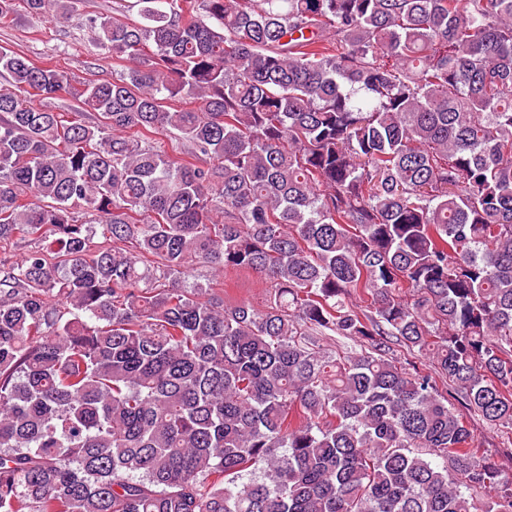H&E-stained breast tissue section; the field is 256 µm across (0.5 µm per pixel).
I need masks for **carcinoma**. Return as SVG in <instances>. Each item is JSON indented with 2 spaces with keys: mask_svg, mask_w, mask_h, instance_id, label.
<instances>
[{
  "mask_svg": "<svg viewBox=\"0 0 512 512\" xmlns=\"http://www.w3.org/2000/svg\"><path fill=\"white\" fill-rule=\"evenodd\" d=\"M127 9L0 47V512H512V0ZM123 0H74L64 23H55L19 11L13 20L0 22V46L24 52L38 65L50 63L76 80L119 79L123 66L112 53L96 45L86 19L120 14ZM225 282L220 297L225 302L248 301L257 307L265 303L266 291L263 284L252 273H230L226 277H220ZM468 422L474 431L477 457L494 463L505 476H512V435L488 427L476 416H468Z\"/></svg>",
  "mask_w": 512,
  "mask_h": 512,
  "instance_id": "1",
  "label": "carcinoma"
}]
</instances>
